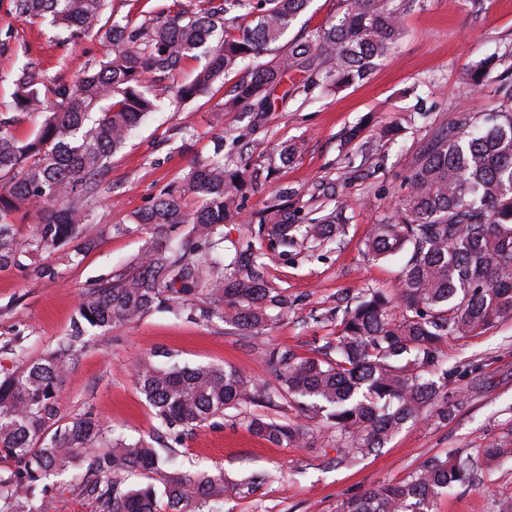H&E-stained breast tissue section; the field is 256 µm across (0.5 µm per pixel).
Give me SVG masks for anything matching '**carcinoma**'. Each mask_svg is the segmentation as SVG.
Masks as SVG:
<instances>
[{
	"mask_svg": "<svg viewBox=\"0 0 512 512\" xmlns=\"http://www.w3.org/2000/svg\"><path fill=\"white\" fill-rule=\"evenodd\" d=\"M309 2L198 0L172 16L120 25L107 13V0H10L18 18L49 19L68 43L97 37L114 49L72 82H45L38 60L19 71L12 110L41 121L21 141L10 132V121L0 119V180L6 181L0 192V270L64 249L79 237L92 219L90 202L113 154L165 102H191L242 65L245 74L225 92L222 111L242 112L253 126L289 70L305 79L285 96L306 101L369 79L404 38V16L427 0H336L324 25L288 38ZM203 47L207 64L191 80L172 82ZM501 61L483 58L466 76L476 85ZM496 93L509 107L484 114L480 123L463 113L428 145L406 177L407 192L365 243L367 256L375 259L405 253L396 298L373 291L346 310L322 359L288 350L266 353L274 378L268 385L258 386L232 368L161 367L140 360L135 381L156 411L157 430H185L247 403L292 398L306 412L325 414L344 460L384 447L428 407L448 420L455 404L448 401L447 381L431 377L440 343L483 333L512 316V66L499 75ZM274 169L273 161L259 167L238 162L219 141L211 157L133 217L155 230L186 224V234L176 242L161 234L146 241L129 267L88 290L81 322L109 331L156 304L179 311L204 298L202 318L263 335L288 311V296L267 286V254L253 237H241L235 256L224 263V225L236 220L243 194L260 191ZM186 196L197 200L191 213L183 208ZM286 197L284 188L256 215L258 235L288 248L321 245L339 230L342 206L299 224L283 205ZM23 209L39 214L26 238L17 236L12 220ZM396 303L399 316L393 313ZM83 337L77 330L60 352L24 361L0 379V459L13 463L0 471V512H39L38 496L81 455L88 459L82 487L96 512H158L154 486L126 488L121 481L134 470L161 471L163 461L149 442L116 436L90 415L45 436L56 424L65 353ZM248 427L277 445L296 447L306 436L295 422L263 415L250 416ZM511 451L496 446L481 449L476 458L433 456L408 479L349 499L339 512H431L440 494L471 482L478 468ZM163 496L168 512H213L211 504L224 497V475L169 474Z\"/></svg>",
	"mask_w": 512,
	"mask_h": 512,
	"instance_id": "cac0c4a2",
	"label": "carcinoma"
}]
</instances>
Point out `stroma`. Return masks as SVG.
<instances>
[{
  "instance_id": "1",
  "label": "stroma",
  "mask_w": 512,
  "mask_h": 512,
  "mask_svg": "<svg viewBox=\"0 0 512 512\" xmlns=\"http://www.w3.org/2000/svg\"><path fill=\"white\" fill-rule=\"evenodd\" d=\"M0 0V115H14L18 139L32 136L39 117L12 111L14 80L29 59H39L47 77L68 82L112 50L90 37L64 43L59 29L30 23ZM116 17L138 24L151 12H177L191 0H109ZM405 37L369 80L302 102L271 97L262 123L249 127L235 114L220 112L222 95L165 105L136 128L112 165L84 225L90 247L72 263L63 252L42 254L23 267L0 270V377L24 360L59 349L77 321L83 294L130 263L151 232L133 216L152 206L164 188L177 184L190 168L212 155L217 139H237L244 163L266 164L284 144L301 153L279 165L262 193L241 203L240 215L224 231L229 240L250 232L253 215L268 196L286 187L303 217L326 214L342 204L345 224L335 241L269 254L268 283L292 303L287 315L265 336L239 334L217 318L201 320L155 308L134 323L104 332L87 328L89 347L77 348L58 390L60 423L91 414L129 439L150 438L160 455H173L172 471L223 472L227 490L219 512H338L348 499L408 477L433 456L476 455L478 449L512 448V317L484 333L448 338L440 369L448 373V398L456 410L448 420L430 416L407 424L383 448L343 461L336 435L321 421L305 417L286 401L226 410L185 433L158 432L154 409L134 378L141 358L165 365L234 368L254 383L269 381L267 350L287 349L316 358L340 330L339 315L371 289L395 294L404 255L374 260L365 254L373 225L390 216L405 191L404 177L422 148L456 115H481L496 106V75L479 86L466 83L472 63L487 54L512 50V0H429L404 20ZM397 128L393 140L375 136L379 127ZM360 128L357 140L347 132ZM192 131L184 144V131ZM264 413L305 425L309 436L299 448L271 444L248 427L250 415ZM70 489L48 491L40 512H93L81 493L78 469L62 477ZM512 495V455L492 470H479L474 486L440 495L432 512H495L499 498Z\"/></svg>"
}]
</instances>
